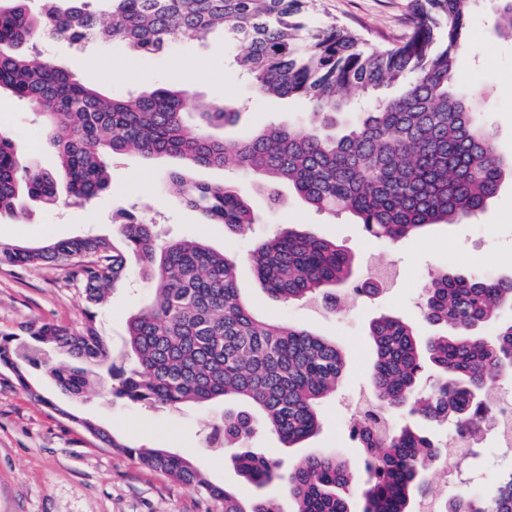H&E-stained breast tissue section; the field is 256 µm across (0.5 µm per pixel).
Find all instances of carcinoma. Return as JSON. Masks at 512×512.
<instances>
[{
    "mask_svg": "<svg viewBox=\"0 0 512 512\" xmlns=\"http://www.w3.org/2000/svg\"><path fill=\"white\" fill-rule=\"evenodd\" d=\"M0 0V92L26 101L41 119L40 135L58 155L54 173L19 152L0 129V213H17L24 198L52 204L57 183L91 202L107 192L112 157L139 153L173 158L166 179L172 195L224 230L251 229L246 193L194 178L200 168L234 167L265 180L270 203L286 182L309 206L348 212L371 237L398 242L437 224H459L482 211L512 175L485 119V94L460 86L455 55L479 0H413L404 32L390 44L370 42L343 23L311 28L308 0H109L106 16L94 0ZM495 29L512 35V0H492ZM220 30L244 49L229 66L250 78L261 96L304 99L308 120L279 121L247 136L214 133L237 124V100L205 101L183 86L107 96L50 64L37 48L43 38L72 44L123 43L143 54L170 37L203 40ZM368 101L359 121L343 124L354 96ZM198 120L195 134L185 120ZM123 247L85 235L30 247L0 242V265L53 264L80 288L85 324H32L0 334V366L29 388L25 372L44 370L66 394L82 397L101 382L110 362L109 338L97 318L109 293L128 275L127 254L142 262L153 298L128 323L132 369L109 367L112 395L178 409L233 397L215 436L224 437L240 475L258 488L283 485L293 512H512V470L482 492L460 490L452 500L429 495L427 470L446 455L448 434L432 438L409 427L379 436L365 430L363 473L325 451L284 471L248 447L258 427L292 448L319 431L320 407L336 397L347 366L339 344L309 329L256 317L236 286L237 259L200 241L160 239L158 225L122 211ZM247 259L262 288L283 302L320 303L376 292L393 279L374 277L361 288L353 255L335 240L296 229L252 245ZM512 305V278L443 272L424 286L422 317L442 331L422 337L407 321L383 315L369 325L374 360L368 394L380 411L403 409L420 424L479 438L478 415L493 390L512 383V323L498 310ZM492 325L487 336L484 327ZM67 355L59 361L49 350ZM83 428L183 485L224 504V512H281L267 497L242 499L211 483L190 459L164 448L120 442L89 420Z\"/></svg>",
    "mask_w": 512,
    "mask_h": 512,
    "instance_id": "carcinoma-1",
    "label": "carcinoma"
}]
</instances>
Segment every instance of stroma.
<instances>
[{
    "instance_id": "1",
    "label": "stroma",
    "mask_w": 512,
    "mask_h": 512,
    "mask_svg": "<svg viewBox=\"0 0 512 512\" xmlns=\"http://www.w3.org/2000/svg\"><path fill=\"white\" fill-rule=\"evenodd\" d=\"M410 10L411 0H315L308 22L313 27L342 22L380 44L402 33ZM464 43L470 52L457 56L458 80L462 86L485 90L492 102L488 120L496 146L510 155L512 38L496 35L489 13L478 11L469 19ZM40 47L54 65L108 95L184 84L191 93L208 99L235 98L242 110L238 124L225 129L228 138L244 136L273 121L306 117V102L257 95L227 69L226 60L238 47L225 42L220 33L203 41L179 35L154 54L108 43H92L81 50L54 39L41 40ZM0 127L11 133L39 168L55 171L56 152L41 138L39 118L25 102L1 94ZM169 167L167 161H148L134 153L115 157L111 184L103 197L77 202L61 189L54 204L27 202V216L0 214V241L37 246L50 239L85 234L112 239L116 236L113 214L136 204L163 224L168 238L201 240L217 251L235 254L237 286L257 317L309 328L336 340L346 353L345 379L336 399L323 404L321 427L315 436L295 448L284 447L265 431L253 438L252 447L272 454L285 468L319 451L336 452L352 467H360V450L349 438V419L353 399L370 382L373 350L368 327L374 318L394 314L413 322L420 335L430 336L436 328L421 316L419 292L432 276L484 271L512 277L511 178L503 180L485 209L469 223L434 226L418 236L390 243L368 236L352 215L309 207L288 186H279L285 203L273 208L266 194L257 189L255 176L231 168L197 170L200 180L224 181L249 193L259 221L251 236H231L223 225L208 223L166 196L163 176ZM287 224L347 246L356 258L360 279L368 278L371 267L386 265L395 267L398 276L390 288L374 296L349 297L333 312L275 300L260 287L246 255L253 241ZM140 267L139 258L129 256L132 277L114 291L99 318L117 363L125 352L129 316L152 295L149 284L137 277ZM41 322L81 328L85 315L79 288L69 285L64 270L53 265H0V331L16 332ZM30 382L31 390H23L13 372L0 367V512H222L221 502L102 444L74 423L77 415L93 420L130 446L165 448L191 459L210 481L232 489L239 497L262 495L277 500L281 512H293L294 504L284 486L259 489L251 485L239 475L222 442L211 441L225 409L236 407V400L170 409L114 398L105 387L74 399L37 371L31 372ZM511 466L512 449L485 440L479 455L462 466L466 486L472 491L486 489Z\"/></svg>"
}]
</instances>
